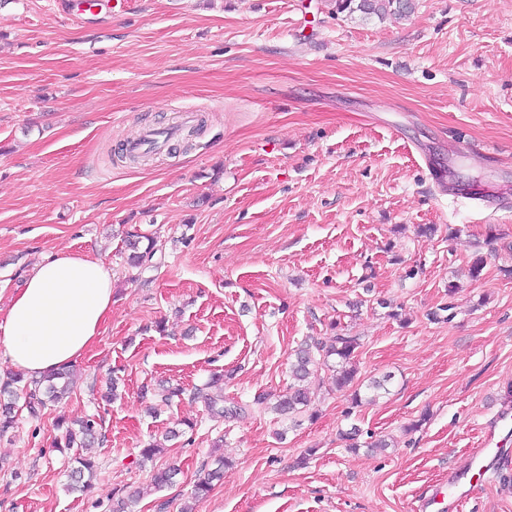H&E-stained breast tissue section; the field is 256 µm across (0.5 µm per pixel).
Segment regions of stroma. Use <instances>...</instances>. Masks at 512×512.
Returning a JSON list of instances; mask_svg holds the SVG:
<instances>
[{"mask_svg": "<svg viewBox=\"0 0 512 512\" xmlns=\"http://www.w3.org/2000/svg\"><path fill=\"white\" fill-rule=\"evenodd\" d=\"M129 2L77 16L0 0V308L60 250L112 272L69 398L19 409L0 437V512H110L168 464L176 485L136 512H181L217 455L234 465L196 512H413L512 415V0H416L403 19L334 0ZM188 111L192 138L122 160L126 137ZM136 231L159 250L132 272ZM340 329L388 394L352 407L322 369L309 410L255 405L286 392L302 340ZM216 372L234 417L189 396ZM166 382L187 390L168 406ZM93 413L97 477L71 493L53 424ZM181 419L194 431L141 462ZM372 436L395 445L370 451ZM487 465L452 512H512V464Z\"/></svg>", "mask_w": 512, "mask_h": 512, "instance_id": "stroma-1", "label": "stroma"}]
</instances>
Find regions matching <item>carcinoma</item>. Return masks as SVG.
<instances>
[{"instance_id":"carcinoma-1","label":"carcinoma","mask_w":512,"mask_h":512,"mask_svg":"<svg viewBox=\"0 0 512 512\" xmlns=\"http://www.w3.org/2000/svg\"><path fill=\"white\" fill-rule=\"evenodd\" d=\"M336 12L350 15L359 13L364 18L377 16H405L415 8L414 0H335ZM130 254L127 263L133 268H141L151 262L158 252L157 240L149 235H138L129 241ZM360 347L359 339L345 333L330 337V344L305 342L295 350L291 365V382L286 394L277 400L274 410L280 415H293L305 411L310 405L308 379L322 365L334 360L336 368V388H353L357 376L356 353ZM72 369L67 367L42 379H28L18 372H9L0 379V436L14 428L15 401L24 397L25 408L29 415L37 417L50 402H59L70 393ZM223 376L217 375L193 392V397L203 399L205 406L214 418H226L237 414V408L224 407V395H213L210 389L218 386ZM98 422L88 416L78 422V428L66 427L63 435L65 447L82 448L95 438ZM75 466L67 485L70 492H84L91 487L97 466L89 458H74ZM228 460L220 457L214 461V467L206 470L204 477L195 485L193 499L198 503L213 489L216 483L224 479V469L229 467ZM180 473L179 467L171 465L152 475V484L160 489L174 483Z\"/></svg>"}]
</instances>
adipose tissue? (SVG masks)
Segmentation results:
<instances>
[{
  "label": "adipose tissue",
  "instance_id": "obj_1",
  "mask_svg": "<svg viewBox=\"0 0 512 512\" xmlns=\"http://www.w3.org/2000/svg\"><path fill=\"white\" fill-rule=\"evenodd\" d=\"M112 311V275L88 256L58 251L26 277L0 321V353L30 377L80 358L101 335Z\"/></svg>",
  "mask_w": 512,
  "mask_h": 512
}]
</instances>
